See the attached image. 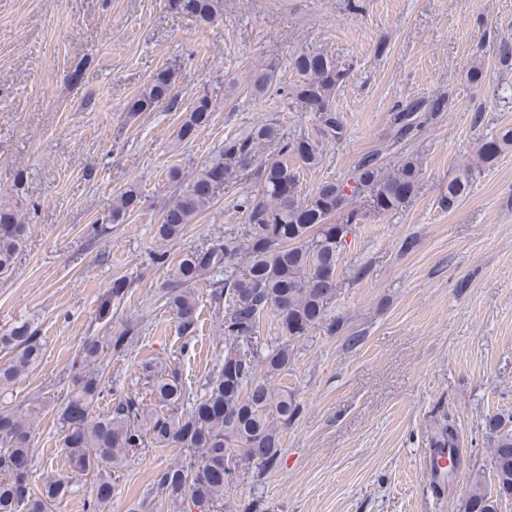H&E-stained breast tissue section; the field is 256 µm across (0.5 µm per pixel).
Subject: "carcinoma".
<instances>
[{"mask_svg": "<svg viewBox=\"0 0 512 512\" xmlns=\"http://www.w3.org/2000/svg\"><path fill=\"white\" fill-rule=\"evenodd\" d=\"M170 8L200 24L224 15V0H168ZM298 73L288 96L312 112L320 137L287 134L274 123L257 124L244 136L224 141V159L200 169L191 177L169 172L176 183L173 199L163 210L156 234L170 239L206 210L224 187L243 178L257 186L245 197L247 216L240 236L185 253L172 266L168 282L169 303L184 335L193 332L197 300L191 285L213 273V299L224 302V363L212 376L203 395L190 409L178 412L186 391L175 373L153 365L144 367L150 394L169 412L149 411L132 398H124L98 416L94 407L104 397L102 376L90 366L108 352H121L128 344L123 331L104 339H91L81 347L72 390L58 411V422L70 468L92 478L94 496L89 512H105L118 485L116 473L135 451L150 445L177 448L179 462L165 469L158 486L169 497L188 501L198 512H219L224 507V485L241 469L255 466L256 476L275 468L281 455V436L301 414L294 392L272 383L291 361V343L325 326L336 331L330 316L336 300V263L352 225L364 218L356 206L366 199L380 214L409 205L420 190L423 168L416 156H403L395 164L385 157L416 137L424 124L436 120L447 108L448 97L439 94L402 103L390 116L388 139L363 156L351 180L325 182L310 197L299 198L300 170L322 161L323 140H339L342 122L332 107L336 90L348 77L333 56L324 51L303 52L294 60ZM174 72L165 68L128 102L129 112H151L177 102ZM212 99L199 97L181 125L177 137L194 136L212 112ZM273 146L275 155L259 159L261 149ZM512 151V128L487 137L475 151V161L448 183L443 199L453 209L464 198L483 167ZM134 189L125 191L112 208V222L141 203ZM341 214L340 224L333 218ZM27 225L16 201H0V273H7L20 248ZM271 312L288 337L265 351L258 349L260 318ZM0 348L13 356L0 362V386L15 383L42 361L43 350L34 325L23 322L0 335ZM492 462L496 494L474 481L461 512H498V500L512 498V429L494 425ZM441 448H459L454 420L444 417L431 437ZM34 448L31 422L13 409L0 410V512H53L71 493V477L54 476L42 488L30 486Z\"/></svg>", "mask_w": 512, "mask_h": 512, "instance_id": "cac0c4a2", "label": "carcinoma"}]
</instances>
